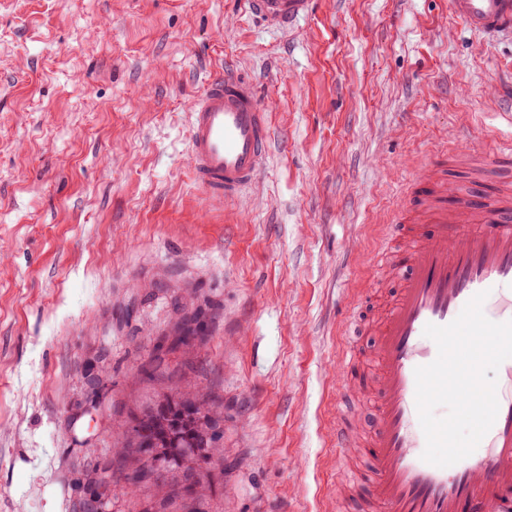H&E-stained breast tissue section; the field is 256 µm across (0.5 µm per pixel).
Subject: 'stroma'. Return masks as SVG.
<instances>
[{"mask_svg":"<svg viewBox=\"0 0 512 512\" xmlns=\"http://www.w3.org/2000/svg\"><path fill=\"white\" fill-rule=\"evenodd\" d=\"M252 76L272 143L259 183L216 204L194 181L190 110L209 72ZM512 40L448 0H318L293 33L245 0H0V512H83L103 460L157 395L224 416L202 512H336L339 413L376 404L330 375L372 369L369 325L400 287L386 179L512 140ZM203 309L204 338L152 357ZM113 486L102 512H156Z\"/></svg>","mask_w":512,"mask_h":512,"instance_id":"1","label":"stroma"}]
</instances>
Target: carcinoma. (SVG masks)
<instances>
[{
  "label": "carcinoma",
  "instance_id": "1",
  "mask_svg": "<svg viewBox=\"0 0 512 512\" xmlns=\"http://www.w3.org/2000/svg\"><path fill=\"white\" fill-rule=\"evenodd\" d=\"M201 337L199 316L183 315L176 322L171 346L188 345ZM221 420L209 414L207 401L191 394L168 393L158 399L132 427L124 449L132 467L121 472L127 485L165 491L160 512H197L198 487L208 478L210 465L223 461L218 442ZM112 466L90 483L112 491Z\"/></svg>",
  "mask_w": 512,
  "mask_h": 512
}]
</instances>
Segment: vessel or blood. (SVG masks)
I'll use <instances>...</instances> for the list:
<instances>
[{
    "label": "vessel or blood",
    "instance_id": "b4317fda",
    "mask_svg": "<svg viewBox=\"0 0 512 512\" xmlns=\"http://www.w3.org/2000/svg\"><path fill=\"white\" fill-rule=\"evenodd\" d=\"M270 28L308 19L314 0H248ZM452 15L472 32L512 36V0H449ZM271 141V123L254 82L213 72L191 110L189 160L194 180L212 202H232L253 187ZM471 157L484 182L512 164V143L456 141L450 154L419 166L390 221L403 248V284L386 310L373 346L378 414L370 435V478L364 494L379 512H512V359L498 369L496 420L479 451L449 467L426 463L416 406L415 370L433 362L426 325L451 323L480 292L491 321L512 320V183L465 193L443 175L449 156ZM357 421L338 425L336 461L357 445Z\"/></svg>",
    "mask_w": 512,
    "mask_h": 512
}]
</instances>
